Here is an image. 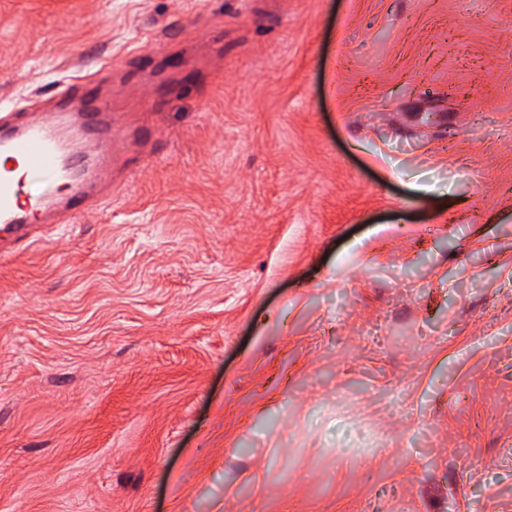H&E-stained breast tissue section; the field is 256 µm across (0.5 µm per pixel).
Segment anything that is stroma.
Returning a JSON list of instances; mask_svg holds the SVG:
<instances>
[{
    "mask_svg": "<svg viewBox=\"0 0 512 512\" xmlns=\"http://www.w3.org/2000/svg\"><path fill=\"white\" fill-rule=\"evenodd\" d=\"M112 69V191L0 263V512H512V0H0V114Z\"/></svg>",
    "mask_w": 512,
    "mask_h": 512,
    "instance_id": "35a3bbf8",
    "label": "stroma"
}]
</instances>
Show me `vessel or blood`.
Here are the masks:
<instances>
[{
    "mask_svg": "<svg viewBox=\"0 0 512 512\" xmlns=\"http://www.w3.org/2000/svg\"><path fill=\"white\" fill-rule=\"evenodd\" d=\"M71 88L59 92V108L34 115H0V231L12 241L26 239L41 216L63 224L92 206L104 182L111 158L112 117L99 106L72 113L63 106ZM45 187L34 193L32 179ZM68 188L59 195L58 185Z\"/></svg>",
    "mask_w": 512,
    "mask_h": 512,
    "instance_id": "1",
    "label": "vessel or blood"
}]
</instances>
